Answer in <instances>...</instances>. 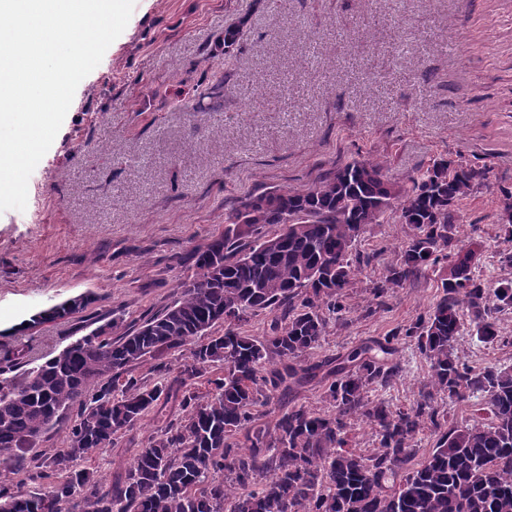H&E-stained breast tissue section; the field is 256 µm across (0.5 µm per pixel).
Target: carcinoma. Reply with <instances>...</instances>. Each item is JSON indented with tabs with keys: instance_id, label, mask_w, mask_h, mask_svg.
<instances>
[{
	"instance_id": "carcinoma-1",
	"label": "carcinoma",
	"mask_w": 512,
	"mask_h": 512,
	"mask_svg": "<svg viewBox=\"0 0 512 512\" xmlns=\"http://www.w3.org/2000/svg\"><path fill=\"white\" fill-rule=\"evenodd\" d=\"M489 171L435 159L410 186L385 179L384 163L363 158L304 190H274L224 211V231L191 253L192 280L161 310L109 319L35 364L16 347L0 366V512H512V367L474 369L456 345L464 318L478 338H499L497 315L512 310V278L486 284L472 275L473 251L453 208L488 186ZM398 211L408 232L396 263L369 288V317L389 293L440 261L450 277L426 314L347 356L311 363L307 355L344 320L357 273L375 253H355L370 224ZM267 225L277 226L271 235ZM104 298L87 293L30 314L10 336L61 319H81ZM271 315L262 336L243 327ZM429 365L419 397L394 406L370 392L402 368L399 345ZM179 353L172 367L162 360ZM149 374H135L148 360ZM24 369L17 382L12 369ZM318 381L320 412L271 406ZM475 400L486 417L448 425L437 398ZM178 417L151 433L113 478L80 462L107 453L122 433L168 405ZM64 446L32 449L71 410ZM378 446L356 447L357 423ZM426 426L438 439L417 457ZM23 478H18V475ZM39 488L26 489V482Z\"/></svg>"
}]
</instances>
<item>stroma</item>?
I'll use <instances>...</instances> for the list:
<instances>
[{"label":"stroma","instance_id":"obj_1","mask_svg":"<svg viewBox=\"0 0 512 512\" xmlns=\"http://www.w3.org/2000/svg\"><path fill=\"white\" fill-rule=\"evenodd\" d=\"M241 20L244 35L225 52L224 30ZM193 94L204 111L179 108ZM367 156L398 185L439 156L488 169L490 188L455 217L475 241L473 272L504 277L494 235L501 192L512 191V0H135L31 174L25 210L0 213V348L11 342L4 329L83 293L101 295L95 317L114 309L131 320L170 304L195 274L187 254L223 231L225 209ZM402 236L389 222L358 239L356 251L378 259L312 360L428 311L447 263L363 314ZM498 330L494 344L464 333L462 361L512 365V314ZM84 334L57 320L27 341L37 359ZM397 357L404 372L383 397L406 405L428 365L411 345ZM157 426L146 418L90 467L122 471Z\"/></svg>","mask_w":512,"mask_h":512}]
</instances>
